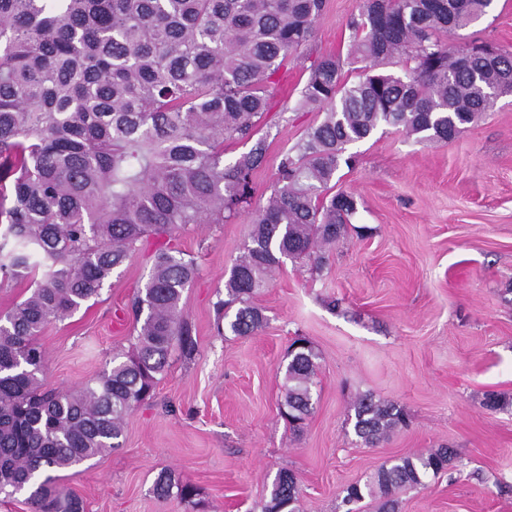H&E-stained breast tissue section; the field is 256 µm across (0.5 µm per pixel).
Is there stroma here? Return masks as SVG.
<instances>
[{
	"label": "stroma",
	"mask_w": 512,
	"mask_h": 512,
	"mask_svg": "<svg viewBox=\"0 0 512 512\" xmlns=\"http://www.w3.org/2000/svg\"><path fill=\"white\" fill-rule=\"evenodd\" d=\"M359 9L360 0H326L308 46L270 86L260 127L268 149L249 202L227 222L176 233L174 246L199 268L180 303L193 349H173L153 397L126 417L120 448L57 471L85 512H252L283 470L296 477L298 512H346V487L384 461L441 446L454 449L453 466L399 492L398 512H512L511 96L445 144L389 127L353 145V165L327 192L353 194L357 211L321 273L284 260L254 299L263 326L244 337L215 331L252 212L276 189L283 154L323 118L296 108L304 60L347 58ZM452 40L512 53V0H493ZM151 258L136 251L95 300L43 329L47 388L95 383L111 360L134 353L130 300ZM298 336L319 367L314 409L295 433L280 403ZM361 394L403 407L408 427L362 444L351 421ZM492 395L501 400L494 409ZM164 470L195 496L158 498Z\"/></svg>",
	"instance_id": "1"
}]
</instances>
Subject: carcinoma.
Returning <instances> with one entry per match:
<instances>
[{
  "mask_svg": "<svg viewBox=\"0 0 512 512\" xmlns=\"http://www.w3.org/2000/svg\"><path fill=\"white\" fill-rule=\"evenodd\" d=\"M492 0H364L352 18L347 83L334 57L310 61L297 109L322 121L282 158L278 188L250 220L243 254L224 281L220 336L263 324L254 295L283 258L308 257L342 236L356 211L346 193L323 192L348 147L383 127L446 144L512 96V55L461 47L448 34L485 15ZM324 0H0V276L31 293L0 314V491L121 446L126 416L149 398L174 345L193 343L179 312L198 274L193 260L158 247L132 300L136 352L99 382L45 390L41 331L99 296L148 236L189 224H222L251 197L264 139L224 162V142L254 139L271 108L268 85L310 40ZM413 63L395 76L396 57ZM318 356L304 338L288 348L280 413L294 428L313 410ZM407 425L403 409L369 395L354 403L353 430L375 446ZM438 448L383 463L343 501L416 489L452 465ZM157 497L186 500L195 488L168 472ZM297 484L275 478L260 512H296ZM33 512H84L82 500L45 476Z\"/></svg>",
  "mask_w": 512,
  "mask_h": 512,
  "instance_id": "cac0c4a2",
  "label": "carcinoma"
}]
</instances>
